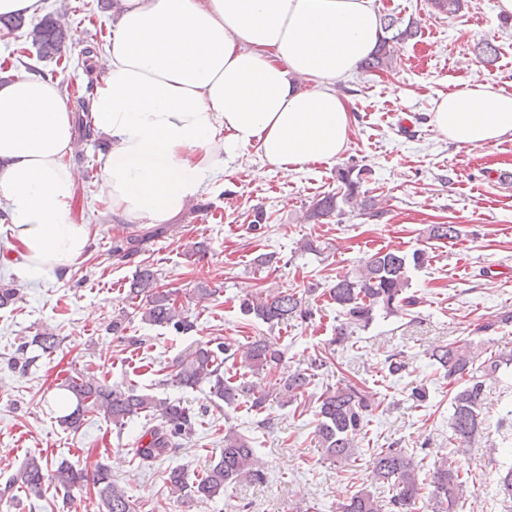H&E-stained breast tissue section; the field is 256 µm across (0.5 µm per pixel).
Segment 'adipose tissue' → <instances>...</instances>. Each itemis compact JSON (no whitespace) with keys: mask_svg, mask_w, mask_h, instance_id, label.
Returning <instances> with one entry per match:
<instances>
[{"mask_svg":"<svg viewBox=\"0 0 512 512\" xmlns=\"http://www.w3.org/2000/svg\"><path fill=\"white\" fill-rule=\"evenodd\" d=\"M373 0H119L95 122L112 139L99 192L126 220L171 221L222 157L259 153L281 173L330 162L352 126L335 88L376 47ZM434 130L460 146L512 137V93L486 80L438 96ZM72 117L55 82L0 86V199L9 256L63 274L89 225L73 216Z\"/></svg>","mask_w":512,"mask_h":512,"instance_id":"obj_1","label":"adipose tissue"}]
</instances>
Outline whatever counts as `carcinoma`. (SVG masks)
<instances>
[{"label": "carcinoma", "mask_w": 512, "mask_h": 512, "mask_svg": "<svg viewBox=\"0 0 512 512\" xmlns=\"http://www.w3.org/2000/svg\"><path fill=\"white\" fill-rule=\"evenodd\" d=\"M396 29L390 36L380 38L379 45L361 67L372 71L388 68L395 58V47L416 35L413 26L395 28L394 19H388L384 30ZM27 38L41 60L58 61L68 39V29L61 17L47 15L33 24ZM370 170L356 165H345L337 170L338 191L316 199L307 209L304 220L319 223L333 213L365 211L372 217L383 215L381 200L363 189ZM427 239L453 241L461 237L456 224H431L426 230ZM429 262L424 249L411 253L395 248H380L362 268L339 273L327 289L338 315L331 344L347 351L354 347L352 338L358 329L368 328L379 313L399 315L417 304L415 296L408 294L410 270L423 267ZM129 295L142 303V319L156 326H170L177 332L191 328L190 323L179 317L175 307L174 292L158 285L151 266L139 268L129 284ZM240 311L247 317L259 319L270 325H278L298 319L312 318L306 293L294 288L286 290H260L247 294L240 303ZM229 353L227 347L198 346L185 359L179 361L173 383L183 388H194L206 382L210 393L228 406L245 403L257 413L265 410L276 399L284 404L293 403L305 396L314 379L328 369V361L322 355L312 357L307 368L296 370L269 388L256 381L243 378L234 380L224 377L218 363V351ZM251 366L254 376L272 371L283 358V352L265 339L250 340L239 346ZM431 358L448 384L455 385L451 397L452 414L450 429L460 448L472 447L482 437L484 422L481 405L485 380L495 376L503 367L512 366V354L484 356V352L462 340L450 342L432 350ZM76 401L74 409L63 416L73 431H78L89 412H102L112 423L122 427L134 418H143L141 434L135 438L128 452L141 462H154L167 456L179 445V441L194 434L196 414L179 401L158 399L134 388L121 390L104 382L78 377L68 378L63 384ZM317 433L327 454L345 461L355 454L358 436L368 424L370 416L379 407L376 392L364 382L340 380L328 386L317 399ZM372 479L388 486L392 491L382 502L368 491L360 490L336 505V512H414L416 503L425 500L431 512H456L459 502L469 493L467 481L459 469L446 460L434 463L429 481L419 480L418 465L409 452L391 443L377 448L371 454ZM55 479L64 488H82L92 484L99 500L101 512H136L135 500L112 482V474L105 464L96 466L93 475L67 460L51 462L41 456L27 457L7 481L0 495L23 488L39 493L43 484ZM263 473L256 467V451L251 438L230 428L224 433V451L205 476L198 482L188 483L184 471L174 468L168 473L166 483L170 490L179 494L183 501L197 498H215L241 481H260Z\"/></svg>", "instance_id": "obj_1"}]
</instances>
